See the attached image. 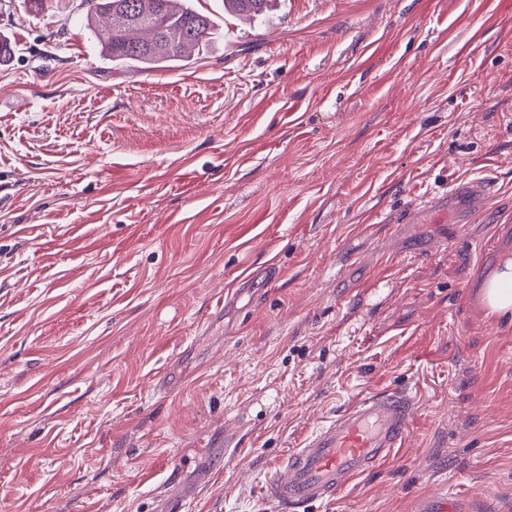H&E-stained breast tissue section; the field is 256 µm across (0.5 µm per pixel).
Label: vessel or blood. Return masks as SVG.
Listing matches in <instances>:
<instances>
[{"label":"vessel or blood","mask_w":512,"mask_h":512,"mask_svg":"<svg viewBox=\"0 0 512 512\" xmlns=\"http://www.w3.org/2000/svg\"><path fill=\"white\" fill-rule=\"evenodd\" d=\"M493 191L484 179L450 185L449 196L469 201L458 223H471L480 215ZM414 407L413 397L401 390L360 398L321 426L302 447L281 458L264 487L267 496L279 512H307L310 506L332 498L403 446Z\"/></svg>","instance_id":"1"}]
</instances>
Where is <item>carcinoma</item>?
I'll use <instances>...</instances> for the list:
<instances>
[{
	"label": "carcinoma",
	"mask_w": 512,
	"mask_h": 512,
	"mask_svg": "<svg viewBox=\"0 0 512 512\" xmlns=\"http://www.w3.org/2000/svg\"><path fill=\"white\" fill-rule=\"evenodd\" d=\"M269 0H224L234 12L258 19ZM89 28L106 19L99 34L112 60L157 65L188 61L210 40L213 22L190 0H82Z\"/></svg>",
	"instance_id": "obj_1"
}]
</instances>
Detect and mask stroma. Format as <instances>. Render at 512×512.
<instances>
[{
	"label": "stroma",
	"instance_id": "stroma-1",
	"mask_svg": "<svg viewBox=\"0 0 512 512\" xmlns=\"http://www.w3.org/2000/svg\"><path fill=\"white\" fill-rule=\"evenodd\" d=\"M116 65L81 0H0V512H277L364 393L403 448L314 512H512V0H271ZM496 186L465 229L417 197ZM250 288L222 303L226 287ZM478 297L487 316L512 315V256H504L479 279Z\"/></svg>",
	"mask_w": 512,
	"mask_h": 512
}]
</instances>
